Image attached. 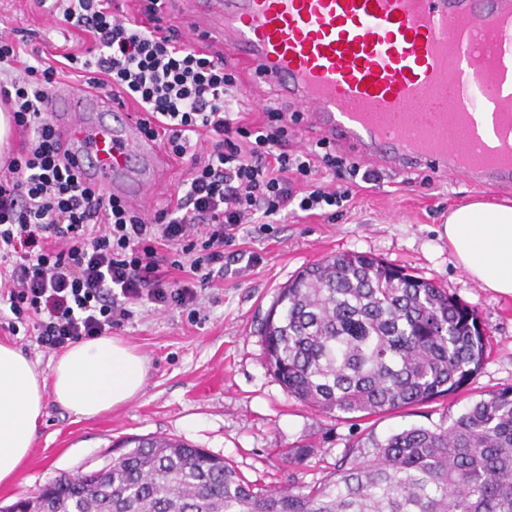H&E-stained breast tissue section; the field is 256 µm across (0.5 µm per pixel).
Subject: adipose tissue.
Wrapping results in <instances>:
<instances>
[{
  "instance_id": "1",
  "label": "adipose tissue",
  "mask_w": 512,
  "mask_h": 512,
  "mask_svg": "<svg viewBox=\"0 0 512 512\" xmlns=\"http://www.w3.org/2000/svg\"><path fill=\"white\" fill-rule=\"evenodd\" d=\"M455 262L493 292L512 295V206L482 201L452 209L442 230ZM146 358L111 336L79 341L41 376L22 351L0 344V484L20 470L47 401L78 417L127 405L142 392Z\"/></svg>"
}]
</instances>
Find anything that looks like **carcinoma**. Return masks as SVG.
Listing matches in <instances>:
<instances>
[{
    "instance_id": "obj_1",
    "label": "carcinoma",
    "mask_w": 512,
    "mask_h": 512,
    "mask_svg": "<svg viewBox=\"0 0 512 512\" xmlns=\"http://www.w3.org/2000/svg\"><path fill=\"white\" fill-rule=\"evenodd\" d=\"M263 340L288 395L361 417L457 393L489 347L470 305L362 253L329 256L289 281ZM10 512H512V386L446 426L354 442L318 485L254 487L223 458L158 437L59 478Z\"/></svg>"
}]
</instances>
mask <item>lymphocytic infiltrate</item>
Returning a JSON list of instances; mask_svg holds the SVG:
<instances>
[{"label":"lymphocytic infiltrate","instance_id":"f902f5d3","mask_svg":"<svg viewBox=\"0 0 512 512\" xmlns=\"http://www.w3.org/2000/svg\"><path fill=\"white\" fill-rule=\"evenodd\" d=\"M165 0H147L139 15L116 0H54L63 20L89 34L82 55L66 54L87 87L109 89L143 114L141 132L176 160L191 156L182 192L147 214L83 185L66 165L47 113L54 67L19 62L0 40L9 87L0 102L28 142L0 166V302L6 329L34 331L52 353L106 335L132 316V304H198V290L224 276V243L241 225L341 206L347 191L315 185L319 169L341 162L336 145L318 141L288 149L291 124L302 113L270 101L263 119L232 117L229 97L238 77L221 52L187 44L161 15ZM212 134L210 150L190 154L191 141ZM185 272L170 279L169 270Z\"/></svg>","mask_w":512,"mask_h":512}]
</instances>
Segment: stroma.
Instances as JSON below:
<instances>
[{"mask_svg":"<svg viewBox=\"0 0 512 512\" xmlns=\"http://www.w3.org/2000/svg\"><path fill=\"white\" fill-rule=\"evenodd\" d=\"M0 38L45 62L77 53L86 33L49 13L41 0H0ZM243 117L257 122L277 90L236 65ZM323 183L349 191L335 214L298 213L246 224L224 247V280L202 290L197 309L134 304L113 327L149 364L146 385L132 403L80 418L47 403L38 437L16 479L0 485V508L35 495L59 476L99 469L126 452L128 439L164 436L223 457L249 483L270 489L328 479L350 442L423 426L436 428L469 402L512 385V295L481 288L458 268L440 232L449 210L485 200L512 202V188L438 177L432 167L382 172L369 184L344 169L321 172ZM344 252L371 254L433 281L475 307L491 351L465 393L420 407L370 417L340 418L288 396L266 368L262 328L278 290L304 267ZM255 265H248L249 257ZM303 447L295 462L283 451Z\"/></svg>","mask_w":512,"mask_h":512,"instance_id":"35a3bbf8","label":"stroma"}]
</instances>
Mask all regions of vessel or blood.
Listing matches in <instances>:
<instances>
[{"label": "vessel or blood", "instance_id": "obj_1", "mask_svg": "<svg viewBox=\"0 0 512 512\" xmlns=\"http://www.w3.org/2000/svg\"><path fill=\"white\" fill-rule=\"evenodd\" d=\"M184 3L202 47L223 45L369 168L512 186V0ZM49 112L83 183L138 208L162 182L168 159L129 110L61 91Z\"/></svg>", "mask_w": 512, "mask_h": 512}]
</instances>
